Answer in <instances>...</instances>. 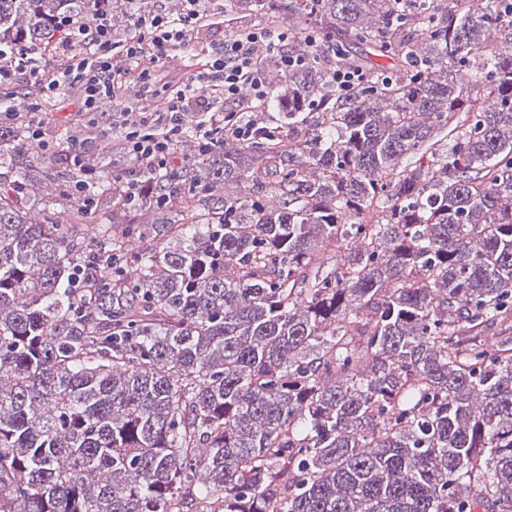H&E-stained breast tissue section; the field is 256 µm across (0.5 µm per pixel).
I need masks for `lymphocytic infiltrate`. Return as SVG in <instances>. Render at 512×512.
Instances as JSON below:
<instances>
[{"label":"lymphocytic infiltrate","mask_w":512,"mask_h":512,"mask_svg":"<svg viewBox=\"0 0 512 512\" xmlns=\"http://www.w3.org/2000/svg\"><path fill=\"white\" fill-rule=\"evenodd\" d=\"M114 2L91 0L88 16L61 19L64 37L58 48L67 53L69 62L54 77L44 78L33 46L22 45L13 49L7 64L0 65V84L24 76L38 87L41 98L75 101L81 112L101 111L115 86L131 78L160 89L162 104L126 103L112 113V127L122 132L125 154L136 167L170 168L177 159L184 118L190 113L197 116L194 131L200 155L214 151L218 133L226 129L250 139L251 121L244 119L242 110L230 109V102L245 87L255 101L267 99L261 77L266 59L286 71L308 61L288 48L284 32L259 23L232 38L210 42L201 50L202 62L176 79L167 63L176 50L195 40L210 0H180L175 11L166 0H151L148 10L130 12V27L120 38L112 32Z\"/></svg>","instance_id":"lymphocytic-infiltrate-1"}]
</instances>
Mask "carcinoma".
Here are the masks:
<instances>
[{
    "instance_id": "cac0c4a2",
    "label": "carcinoma",
    "mask_w": 512,
    "mask_h": 512,
    "mask_svg": "<svg viewBox=\"0 0 512 512\" xmlns=\"http://www.w3.org/2000/svg\"><path fill=\"white\" fill-rule=\"evenodd\" d=\"M291 2L345 51L133 210L120 137L64 173L0 128V512H512V14ZM88 6L0 0V49ZM353 47L391 64L346 94ZM333 84L340 91H349L368 81V75L360 66H339L330 71Z\"/></svg>"
}]
</instances>
